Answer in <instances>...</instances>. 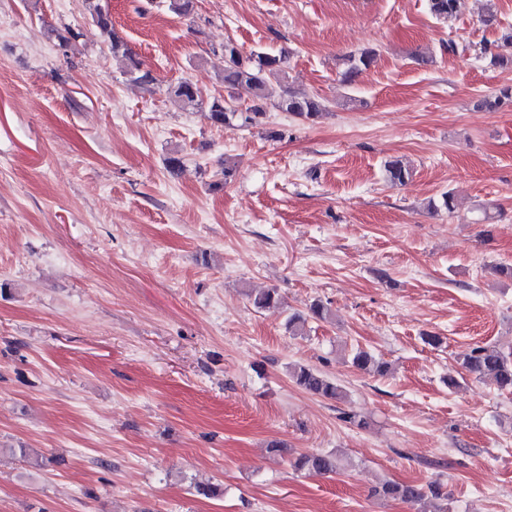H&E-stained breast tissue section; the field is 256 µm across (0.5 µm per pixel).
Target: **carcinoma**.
Instances as JSON below:
<instances>
[{"label": "carcinoma", "mask_w": 512, "mask_h": 512, "mask_svg": "<svg viewBox=\"0 0 512 512\" xmlns=\"http://www.w3.org/2000/svg\"><path fill=\"white\" fill-rule=\"evenodd\" d=\"M92 22L103 43L110 46L112 53L120 54L128 60L127 73L134 81L149 86L154 83L150 70L136 58L114 31L112 16L106 0H85ZM460 0H428V9L433 17L446 21L457 17ZM224 62L222 80L226 96L212 97L203 101L196 83L184 79L168 88V93L176 100L188 106L205 105L211 122L217 126L239 123L249 126L265 114L264 105L269 103L281 112H287L306 122H313L326 111L324 103L314 97L299 96L287 85L286 56L271 55L266 52H253L243 55L237 45L227 40L220 50ZM376 50L364 49L358 54L345 58L346 67L341 73L344 83L352 85L358 76L375 61ZM245 90L250 96V105L239 111L227 104V101H239L237 91ZM388 180L393 184H403L409 177V170L399 160L386 165ZM253 306L260 311L275 310L281 305V297L275 288H269L251 296ZM355 367L371 369L382 375L388 364L376 360L365 350H358L353 356ZM464 370L478 379L489 378L500 390L512 391V356L506 355L491 346H476L462 360ZM295 383L302 389L328 399H339L343 390L336 381L318 370L299 365L290 371ZM293 467L310 475L324 476L336 474L341 470L340 459L328 452L312 453L298 457ZM377 494L385 499L422 503L428 497H442L441 486L432 483L427 486L401 484L395 481L382 483Z\"/></svg>", "instance_id": "obj_1"}]
</instances>
